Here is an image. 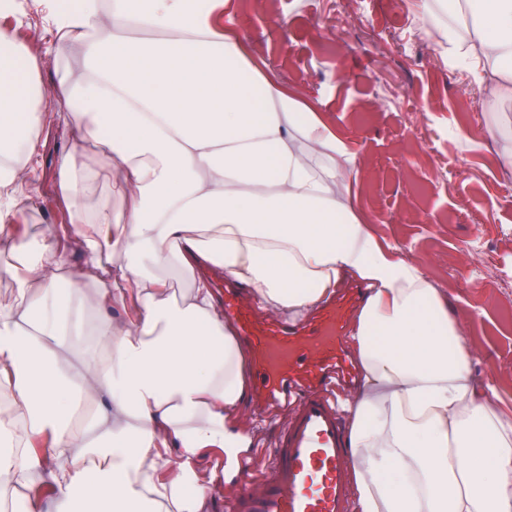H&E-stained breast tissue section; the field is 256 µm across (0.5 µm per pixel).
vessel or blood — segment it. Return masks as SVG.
<instances>
[{
	"mask_svg": "<svg viewBox=\"0 0 512 512\" xmlns=\"http://www.w3.org/2000/svg\"><path fill=\"white\" fill-rule=\"evenodd\" d=\"M356 303L348 291L315 316L290 325L225 287L224 314L252 352L256 409L298 394L261 477L244 470L228 512H350L352 455L329 381L353 374L343 335Z\"/></svg>",
	"mask_w": 512,
	"mask_h": 512,
	"instance_id": "obj_1",
	"label": "vessel or blood"
}]
</instances>
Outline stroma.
<instances>
[{
  "mask_svg": "<svg viewBox=\"0 0 512 512\" xmlns=\"http://www.w3.org/2000/svg\"><path fill=\"white\" fill-rule=\"evenodd\" d=\"M6 22L41 59L53 96V19L44 0H17ZM237 34L281 84L325 102L364 155L356 206L385 244L419 253L448 293L476 355L475 381L512 412V166L486 129V91L449 66L407 0H234ZM23 177L18 224L61 226L57 162L96 148L51 122Z\"/></svg>",
  "mask_w": 512,
  "mask_h": 512,
  "instance_id": "35a3bbf8",
  "label": "stroma"
}]
</instances>
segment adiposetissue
Segmentation results:
<instances>
[{
  "label": "adipose tissue",
  "mask_w": 512,
  "mask_h": 512,
  "mask_svg": "<svg viewBox=\"0 0 512 512\" xmlns=\"http://www.w3.org/2000/svg\"><path fill=\"white\" fill-rule=\"evenodd\" d=\"M426 32L512 102V0H413ZM226 0H83L57 15L56 101L99 164L58 162L69 222L9 224L37 154L40 61L0 25V512H208L211 448H248L246 354L199 265L263 311L306 315L345 276L367 298L340 405L354 512H512V414L473 380L447 293L350 196L363 158L320 104L253 60ZM78 44L85 73L63 61ZM118 175L127 207L100 192ZM83 254L73 267L71 249ZM189 278L173 298L168 271ZM78 365H70V354Z\"/></svg>",
  "instance_id": "adipose-tissue-1"
}]
</instances>
